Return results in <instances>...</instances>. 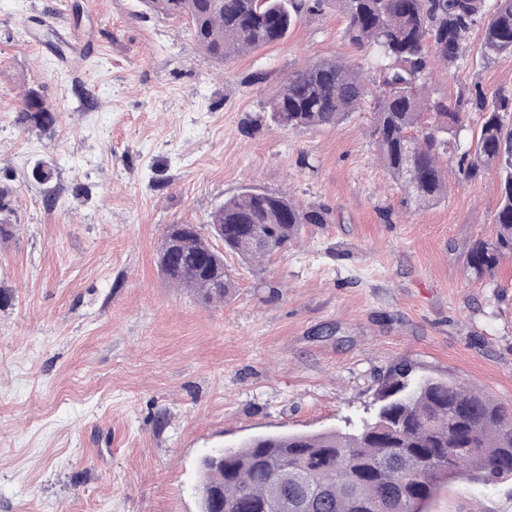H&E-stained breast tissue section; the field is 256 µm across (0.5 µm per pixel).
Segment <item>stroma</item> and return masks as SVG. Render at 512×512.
I'll list each match as a JSON object with an SVG mask.
<instances>
[{"instance_id":"stroma-1","label":"stroma","mask_w":512,"mask_h":512,"mask_svg":"<svg viewBox=\"0 0 512 512\" xmlns=\"http://www.w3.org/2000/svg\"><path fill=\"white\" fill-rule=\"evenodd\" d=\"M63 14L93 56L69 57ZM344 29L326 7L222 64L140 0H0V177L18 188L0 233V512H200L205 452L347 428L400 363L512 403V259L481 279L467 263L496 233L499 177L457 180L480 116L442 158L447 198L405 208L371 136L378 54ZM467 43L460 67L430 65L433 95L512 96V56H487L479 25ZM328 58L370 78L360 112L263 120L290 71ZM31 88L50 130L14 122ZM246 184L328 221L261 269L226 256L237 288L203 305L161 271L160 238ZM428 509L512 512V479L451 482Z\"/></svg>"}]
</instances>
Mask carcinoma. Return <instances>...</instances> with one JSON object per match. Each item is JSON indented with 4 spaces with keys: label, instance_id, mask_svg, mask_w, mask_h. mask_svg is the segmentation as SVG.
Listing matches in <instances>:
<instances>
[{
    "label": "carcinoma",
    "instance_id": "cac0c4a2",
    "mask_svg": "<svg viewBox=\"0 0 512 512\" xmlns=\"http://www.w3.org/2000/svg\"><path fill=\"white\" fill-rule=\"evenodd\" d=\"M145 9L169 19L186 18L199 49L224 63L286 36L304 14L329 5L346 21L345 37L374 48L382 60L381 86L372 112V136L385 167L415 209L448 196L441 164L457 135L458 107L426 92L431 60L455 68L466 58L467 34L483 22L488 55H512V0H142ZM367 94L358 68L323 59L288 73L266 103L274 126H335L359 110ZM481 113L474 142L459 166L460 179L486 170L499 175L497 234L470 249L469 267L489 275L512 257V128L505 115L512 98L488 99L480 90L468 100ZM58 116L36 90L16 112L23 128L47 130ZM326 213L305 211L285 193L253 186L215 208L208 232L197 224H169L161 237L159 264L167 279L205 305L222 304L236 277L224 255L250 267L287 249L304 224H325ZM406 366L381 380L376 412L348 430L263 434L199 462L200 512H425L448 479L493 483L512 476V405L496 401L448 377L409 379Z\"/></svg>",
    "mask_w": 512,
    "mask_h": 512
}]
</instances>
